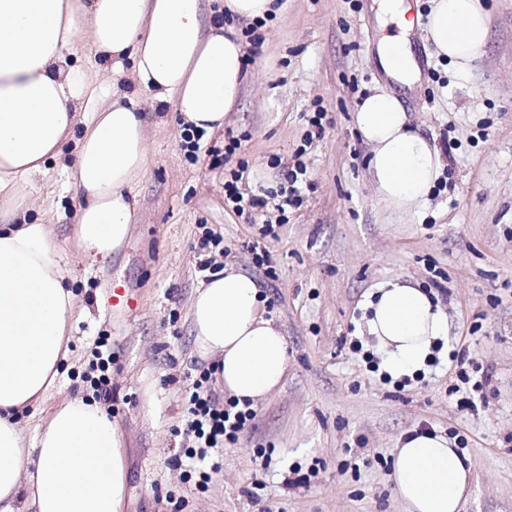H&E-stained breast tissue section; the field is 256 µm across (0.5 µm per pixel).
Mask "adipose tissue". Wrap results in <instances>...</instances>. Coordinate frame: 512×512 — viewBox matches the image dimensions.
Instances as JSON below:
<instances>
[{"label":"adipose tissue","instance_id":"adipose-tissue-1","mask_svg":"<svg viewBox=\"0 0 512 512\" xmlns=\"http://www.w3.org/2000/svg\"><path fill=\"white\" fill-rule=\"evenodd\" d=\"M405 0H381L398 34L379 47L386 73L412 85L417 64ZM97 56L132 57L140 83L173 98L185 124L222 128L245 82L244 46L221 18L203 20V0H0V512H121L126 464L118 428L96 401L72 397L26 443L21 414L41 405L71 354L72 271L51 225L22 210L27 183L75 142L68 180L84 203L75 241L86 258L108 257L128 238L133 187L146 168L144 124L130 108L94 112L76 132V104L89 87L60 63L83 30ZM427 33L438 53L468 75L488 38L481 0H433ZM399 98L366 97L357 127L372 147L377 196L401 209L426 201L442 175L437 146L413 131ZM368 330L394 377L423 370L448 335V316L426 290L394 278L369 303ZM192 334L200 354L220 357L218 376L238 401L278 390L288 342L266 319L252 277L232 267L197 288ZM390 478L407 512H460L473 465L448 437L410 433L392 454Z\"/></svg>","mask_w":512,"mask_h":512}]
</instances>
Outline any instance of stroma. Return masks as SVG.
<instances>
[{
    "mask_svg": "<svg viewBox=\"0 0 512 512\" xmlns=\"http://www.w3.org/2000/svg\"><path fill=\"white\" fill-rule=\"evenodd\" d=\"M284 3L261 30L237 105L197 155L184 146L173 100L143 87L131 60L113 66L84 42L69 57L94 91L82 121L115 102L134 105L148 162L134 186L129 238L103 261L76 248L80 200L66 177L73 147L30 181L28 217L54 224L77 313L72 354L42 406L22 414V433L33 440L64 399L93 396L91 350L104 336L128 472L123 512H405L389 478L392 450L417 430L456 440L473 461L464 512H512V0H483L489 37L464 79L427 38L431 0H408L409 39L427 59L411 89L378 63L377 43L398 28L378 23L374 0ZM381 89L398 91L411 126L444 160L428 200L401 210L377 197L355 124L361 102ZM232 137L242 146L220 161ZM298 158L311 185L287 224L268 210L274 234L225 210L229 170L246 165L239 188L256 192L276 186ZM206 232L222 250L200 247ZM255 244L269 252V267L253 261ZM208 258L258 281L289 362L281 388L255 402L254 418L215 453L219 466L203 480L174 457L192 444L180 433L192 379L211 364L193 345L190 318ZM397 276L431 290L450 326L426 370L400 379L382 369L366 321L369 300ZM115 283L137 295L134 311L107 315Z\"/></svg>",
    "mask_w": 512,
    "mask_h": 512,
    "instance_id": "obj_1",
    "label": "stroma"
}]
</instances>
